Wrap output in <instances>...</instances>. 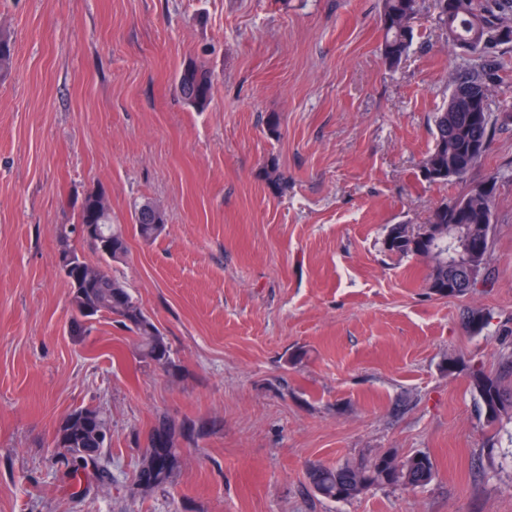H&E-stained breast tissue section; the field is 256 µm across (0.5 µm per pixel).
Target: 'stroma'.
Segmentation results:
<instances>
[{"label":"stroma","mask_w":512,"mask_h":512,"mask_svg":"<svg viewBox=\"0 0 512 512\" xmlns=\"http://www.w3.org/2000/svg\"><path fill=\"white\" fill-rule=\"evenodd\" d=\"M377 15L378 0H0L16 43L0 79V512H512V420L488 425L469 377L512 371V180L492 287L436 296L423 261L383 249L391 225L512 171V123L468 184L424 181L446 36L423 0L389 72ZM191 59L215 77L203 110L173 90ZM99 188L127 227L110 272L173 371L112 316L71 329L56 227ZM143 199L166 213L151 242L130 228ZM88 405L112 423L113 481L75 504L49 449ZM162 415L196 435L170 485L132 494ZM388 449L430 456L435 479L348 502L308 483L311 463Z\"/></svg>","instance_id":"35a3bbf8"}]
</instances>
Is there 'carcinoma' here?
I'll list each match as a JSON object with an SVG mask.
<instances>
[{"mask_svg":"<svg viewBox=\"0 0 512 512\" xmlns=\"http://www.w3.org/2000/svg\"><path fill=\"white\" fill-rule=\"evenodd\" d=\"M436 22L445 31L453 52V71L448 103L434 113L431 134L434 149L426 154L420 166L429 171L425 181L430 184L463 182L486 156L499 121V115L512 117V102L491 98L490 86L500 79L499 72L506 63L495 48L512 42V0H434ZM421 11V0H380L379 26L382 31L380 54L385 67L394 70L408 55L415 37L414 22ZM15 56V43L10 33L0 29V79L9 75ZM176 89L190 106L203 109L212 100L214 80L203 64L191 61L180 70ZM267 186L278 191L282 174L276 161L263 167ZM499 176L472 185L469 190L451 200L443 199L434 207L431 224H474L475 232L483 242L478 263L480 287L491 285L487 273L488 256L492 247L495 224V197ZM149 200L134 204L133 228L145 241L157 238L163 231L165 218L154 219ZM81 224L99 225L100 237L109 243V250H100V244L91 245L99 260L91 262L80 253L75 242L81 240L76 225L60 224L56 229L58 263H72L85 270L80 285L72 286V324L76 335L91 332L84 325L86 312L95 310L115 316V321L132 333L139 354L144 361L170 370L175 367L171 349L156 325L143 313L126 284L110 273L99 275L97 269L109 262H117L127 255L126 231L114 223L110 203L103 192L93 190L83 198L77 214ZM402 225L394 224L387 235L392 242H384L385 250L400 258L415 256L409 245L402 241ZM463 236L456 229L438 241L437 249L445 258L441 262L426 255L428 278L443 287L448 283L461 284L465 271L449 265L461 251ZM471 386L479 400V407L490 424L504 417H512V387L502 378L481 369L471 372ZM75 413L94 429L111 430L107 415L96 407H81ZM192 432L188 423L175 424L165 416L158 417L149 436V446L139 461L133 492L142 496L163 488L172 482L180 467L178 442ZM91 447L90 435L74 428V441L66 448L51 450V460L77 477L90 470L97 484L112 483V468L108 449H99L88 460L83 451ZM307 476L312 488L322 497L333 501H348L376 487H419L430 483L435 476L434 464L429 456L417 454L399 460L392 450L371 452L355 461L337 466L311 464Z\"/></svg>","mask_w":512,"mask_h":512,"instance_id":"1","label":"carcinoma"}]
</instances>
